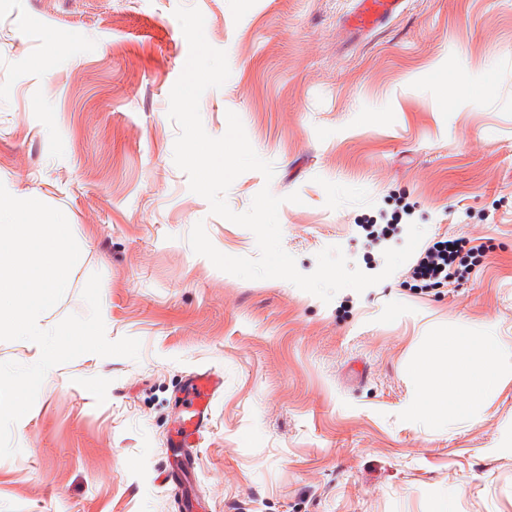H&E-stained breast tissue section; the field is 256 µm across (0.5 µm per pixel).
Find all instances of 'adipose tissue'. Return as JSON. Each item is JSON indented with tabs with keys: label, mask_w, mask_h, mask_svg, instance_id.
Instances as JSON below:
<instances>
[{
	"label": "adipose tissue",
	"mask_w": 512,
	"mask_h": 512,
	"mask_svg": "<svg viewBox=\"0 0 512 512\" xmlns=\"http://www.w3.org/2000/svg\"><path fill=\"white\" fill-rule=\"evenodd\" d=\"M506 359V352L488 329L436 341L415 364L425 388L411 404V415L438 423L475 417L485 392L505 375ZM452 392L466 395V405L461 407L450 401L448 395Z\"/></svg>",
	"instance_id": "1"
}]
</instances>
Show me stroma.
I'll list each match as a JSON object with an SVG mask.
<instances>
[{"label": "stroma", "instance_id": "stroma-1", "mask_svg": "<svg viewBox=\"0 0 512 512\" xmlns=\"http://www.w3.org/2000/svg\"><path fill=\"white\" fill-rule=\"evenodd\" d=\"M351 0H0V183L60 209L80 258L42 329L86 315L100 273L110 340L139 360L80 355L52 368L0 459V512H177L166 475L174 398L196 369L224 376L200 446L207 512H512V379L467 421L409 418L412 370L434 339L492 327L512 352V0H407L359 41ZM198 8L226 83L205 131L240 117L272 181L241 174L237 213L270 188L301 273L329 246L379 273L383 252L465 240L440 286L402 265L331 302L282 279L245 280L193 252L254 234L211 214L173 160L170 91L189 48L174 15ZM468 102L444 108L433 67ZM299 193L300 203L285 197Z\"/></svg>", "mask_w": 512, "mask_h": 512}]
</instances>
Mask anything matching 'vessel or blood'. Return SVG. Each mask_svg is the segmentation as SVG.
I'll return each instance as SVG.
<instances>
[{
    "mask_svg": "<svg viewBox=\"0 0 512 512\" xmlns=\"http://www.w3.org/2000/svg\"><path fill=\"white\" fill-rule=\"evenodd\" d=\"M353 10L342 19L346 33L363 38L383 27L400 14L406 0H353ZM224 387L222 376L204 370L191 374L178 397L180 417L178 426L169 438L176 458L177 478H185L196 469L199 442L210 424L214 395Z\"/></svg>",
    "mask_w": 512,
    "mask_h": 512,
    "instance_id": "vessel-or-blood-1",
    "label": "vessel or blood"
}]
</instances>
